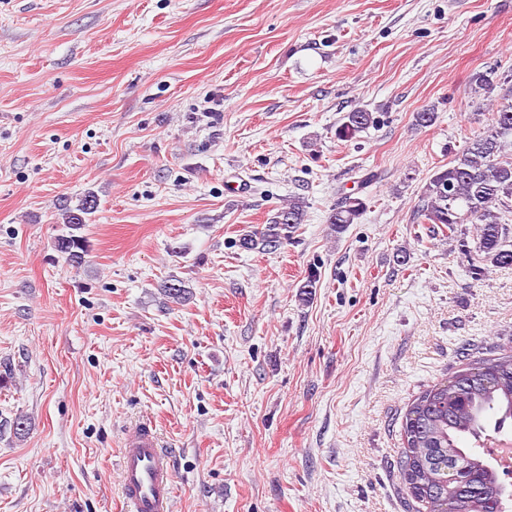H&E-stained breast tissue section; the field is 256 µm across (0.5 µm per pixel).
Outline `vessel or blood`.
Returning a JSON list of instances; mask_svg holds the SVG:
<instances>
[{"mask_svg": "<svg viewBox=\"0 0 512 512\" xmlns=\"http://www.w3.org/2000/svg\"><path fill=\"white\" fill-rule=\"evenodd\" d=\"M117 467L123 512H172L174 476L152 424L128 429Z\"/></svg>", "mask_w": 512, "mask_h": 512, "instance_id": "obj_1", "label": "vessel or blood"}]
</instances>
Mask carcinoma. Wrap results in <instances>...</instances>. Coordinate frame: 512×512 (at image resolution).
Returning <instances> with one entry per match:
<instances>
[{
    "mask_svg": "<svg viewBox=\"0 0 512 512\" xmlns=\"http://www.w3.org/2000/svg\"><path fill=\"white\" fill-rule=\"evenodd\" d=\"M377 124L375 113L356 108L340 119L336 136L355 140ZM512 87L500 96L491 123L439 166L422 188L420 212L432 231L454 237L464 224L474 225L476 258L469 267L474 279L487 266H512ZM97 198L88 193L65 209V232L55 238V250L71 265H82L89 253L84 231ZM367 209V198L346 195L329 213L336 232L355 224ZM305 218L304 201L291 197L265 228L242 238L247 250H272L292 238ZM167 300L182 304L190 291L178 279L163 283ZM512 421V350L483 358L435 384L408 406L401 423L402 447L397 451V476L413 512H512V490L481 442L500 434Z\"/></svg>",
    "mask_w": 512,
    "mask_h": 512,
    "instance_id": "1",
    "label": "carcinoma"
}]
</instances>
